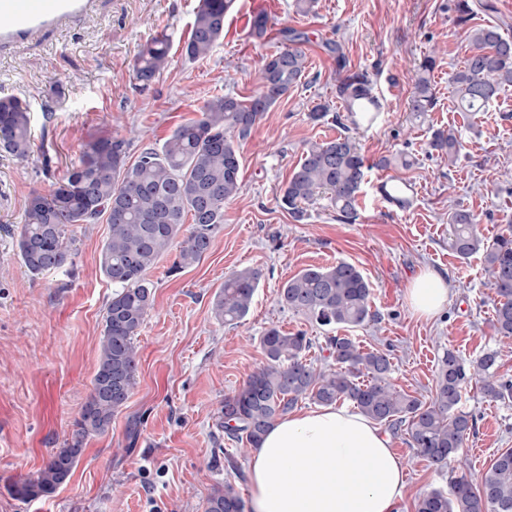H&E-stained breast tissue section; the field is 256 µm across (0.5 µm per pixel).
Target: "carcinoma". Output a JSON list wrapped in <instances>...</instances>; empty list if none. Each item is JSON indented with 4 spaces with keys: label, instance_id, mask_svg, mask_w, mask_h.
Masks as SVG:
<instances>
[{
    "label": "carcinoma",
    "instance_id": "cac0c4a2",
    "mask_svg": "<svg viewBox=\"0 0 512 512\" xmlns=\"http://www.w3.org/2000/svg\"><path fill=\"white\" fill-rule=\"evenodd\" d=\"M232 0H199L184 53L191 60L209 56L224 36V17ZM284 46L261 58L260 89L245 102L229 94L207 101L200 118L177 127L161 147L143 148L128 163V141L101 136L87 145L78 160L48 194H31L17 248L22 265L33 277L67 270L78 255L69 235L74 224H94L106 217L110 234L100 253L102 273L116 286L108 303L92 389L75 420L71 439L52 452L35 477L13 486L23 500L46 497L70 477L88 438L107 432L137 384L136 338L153 308L147 273L171 250L175 274L198 263L210 250L224 224V204L241 188L239 141L280 98L298 86L306 71L300 49L304 33L282 31ZM470 52L451 76L458 109L483 112L500 92L512 87V38L495 25L469 30ZM336 98L346 111L362 112L368 121L381 111L372 80L364 70L348 67L338 46ZM169 42L158 35L137 52L133 72L147 86L168 63ZM429 56L408 102L420 118L436 101ZM430 146L454 162L462 150L455 133L437 130ZM32 151L31 116L21 100L0 97V154L24 160ZM366 159L350 130L336 138L306 147L279 201L296 220L306 206L329 201L336 218L347 224L359 216V196L365 181ZM189 229H184L186 218ZM448 247L466 259L481 252L497 296L493 328L512 338V232L492 241L482 236L476 216L468 209L448 210ZM261 273L244 268L231 273L216 296L212 313L226 325L240 323L248 314ZM277 302L331 332L362 326L375 318L372 287L353 264L339 261L329 267H310L289 278ZM260 345L266 365L252 373L243 386L224 398L217 425L233 442L256 448L265 433L298 403L318 405L349 401L367 418L392 433L405 432L415 453L437 468L448 465L475 429L472 414L461 409L463 392L475 385L492 401H512V378L499 373V351L487 350L466 361L452 350L439 360L432 396L423 400L398 390L390 381V354L363 349L351 336L325 337L332 362L320 366L309 358L316 341L307 332H284L274 326ZM415 512H512V449L500 452L478 482L465 476L451 482L450 491L434 489L416 500ZM204 512H245L235 487L226 482L214 488Z\"/></svg>",
    "mask_w": 512,
    "mask_h": 512
}]
</instances>
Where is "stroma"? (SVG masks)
Listing matches in <instances>:
<instances>
[{"mask_svg":"<svg viewBox=\"0 0 512 512\" xmlns=\"http://www.w3.org/2000/svg\"><path fill=\"white\" fill-rule=\"evenodd\" d=\"M198 0H101L99 10L62 33L0 54V96H15L31 112L33 145L20 161L0 156V512H203L213 488L248 484L249 447L227 440L217 426L226 396L262 368L260 338L269 327L323 331L303 315L282 309L277 291L306 267L346 261L373 289L375 322L350 329L365 348L388 351L396 388L429 398L446 350L470 360L499 350L501 373L512 376V340L492 326L497 297L482 254L462 259L448 248V208L478 217L486 238L512 228V87L487 112L458 111L448 74L469 48L453 0H317L297 13L293 0H234L224 35L209 57L184 54ZM269 19L263 38L251 34L258 13ZM304 32L307 71L302 82L265 112L240 143L241 189L224 206V224L211 251L192 267L170 273L166 254L148 274L153 309L136 340L138 377L126 407L109 431L90 437L70 479L37 500L14 496L12 486L36 474L63 447L92 387L105 309L116 287L101 272L105 220L73 225L79 253L71 271L38 277L18 257L17 232L32 193H49L86 144L103 135L128 139L129 159L161 146L180 124L199 118L216 95L247 100L259 90V60L281 46V31ZM170 42L167 67L149 86L133 75L140 44L156 35ZM339 45L349 66L368 71L383 105L372 126L356 137L372 167L359 218L345 224L319 201L297 222L278 201L303 151L336 137L343 107L336 97ZM431 73L437 105L421 119L406 110L419 63ZM329 104L330 116L311 121L310 110ZM452 129L464 148L456 161L431 150L433 132ZM383 156L410 159L409 167L380 170ZM413 188L400 211L380 202V179ZM261 279L242 325L216 321L213 302L225 276L242 268ZM424 268L448 280V304L431 320L410 311L409 279ZM462 408L476 422L462 453L466 475L479 481L502 450L512 448V403L485 399L474 388ZM406 469L401 512H414L424 492L449 490L455 466L435 468L391 437ZM236 467H229L228 459Z\"/></svg>","mask_w":512,"mask_h":512,"instance_id":"1","label":"stroma"}]
</instances>
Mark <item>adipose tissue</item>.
Returning <instances> with one entry per match:
<instances>
[{
  "label": "adipose tissue",
  "instance_id": "adipose-tissue-1",
  "mask_svg": "<svg viewBox=\"0 0 512 512\" xmlns=\"http://www.w3.org/2000/svg\"><path fill=\"white\" fill-rule=\"evenodd\" d=\"M448 283L427 270L411 281L408 303L436 316ZM249 512H397L405 468L374 421L334 405L278 420L250 452Z\"/></svg>",
  "mask_w": 512,
  "mask_h": 512
}]
</instances>
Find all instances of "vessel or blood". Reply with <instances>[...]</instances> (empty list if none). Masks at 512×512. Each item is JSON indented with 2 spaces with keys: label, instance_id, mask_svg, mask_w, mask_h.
<instances>
[{
  "label": "vessel or blood",
  "instance_id": "obj_1",
  "mask_svg": "<svg viewBox=\"0 0 512 512\" xmlns=\"http://www.w3.org/2000/svg\"><path fill=\"white\" fill-rule=\"evenodd\" d=\"M95 0H0V48L59 31L89 14Z\"/></svg>",
  "mask_w": 512,
  "mask_h": 512
}]
</instances>
